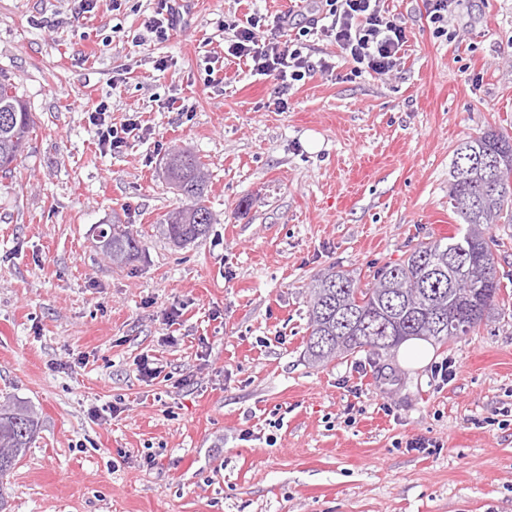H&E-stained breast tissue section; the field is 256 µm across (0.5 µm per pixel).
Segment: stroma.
Returning a JSON list of instances; mask_svg holds the SVG:
<instances>
[{"label": "stroma", "instance_id": "1", "mask_svg": "<svg viewBox=\"0 0 512 512\" xmlns=\"http://www.w3.org/2000/svg\"><path fill=\"white\" fill-rule=\"evenodd\" d=\"M296 6L183 0L159 43L158 0H0V73L35 120L0 174V402L39 417L0 477L7 512H512V298L422 368L393 349L304 354L329 266L365 282L462 230L455 149L512 136V0H455L442 35L425 0H385L408 41L382 77L281 30L336 68L277 112L274 77L225 59L222 23ZM86 99L132 127L122 148L100 145ZM174 148L205 164L212 213L181 248L158 229L186 203L160 169ZM116 220L140 241L120 268L96 241Z\"/></svg>", "mask_w": 512, "mask_h": 512}]
</instances>
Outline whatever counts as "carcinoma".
Wrapping results in <instances>:
<instances>
[{
    "label": "carcinoma",
    "mask_w": 512,
    "mask_h": 512,
    "mask_svg": "<svg viewBox=\"0 0 512 512\" xmlns=\"http://www.w3.org/2000/svg\"><path fill=\"white\" fill-rule=\"evenodd\" d=\"M35 121L12 83L0 78V172L8 173L24 152ZM167 179L188 200L166 215L159 230L174 244L186 245L206 234L212 215L205 204L208 174L196 156L173 149L165 161ZM453 211L465 231L448 240L419 242L406 259L378 269L360 286L349 272L334 267L312 286L308 301L306 353L314 363L359 351L379 353L373 337L391 336L392 349L410 337L445 342L456 337L453 323L472 315L469 329L490 319L501 291L494 252L499 246L491 225L512 223V137L489 129L455 150L448 189ZM112 263L131 261L140 241L119 224L99 230ZM469 247L459 264L448 253ZM39 418L22 401L0 404V470H10L35 440Z\"/></svg>",
    "instance_id": "1"
}]
</instances>
